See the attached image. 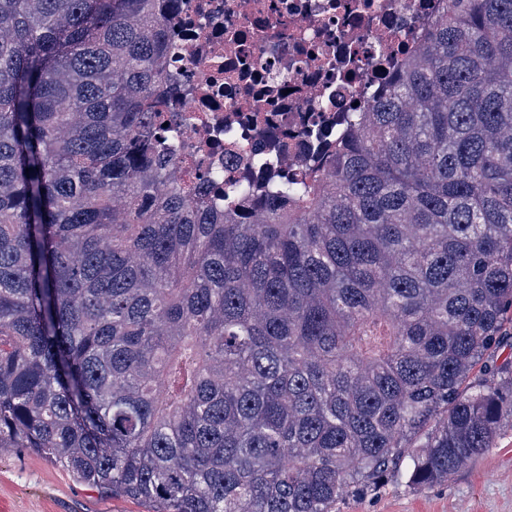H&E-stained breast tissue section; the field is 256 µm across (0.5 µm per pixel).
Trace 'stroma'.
<instances>
[{
	"label": "stroma",
	"mask_w": 512,
	"mask_h": 512,
	"mask_svg": "<svg viewBox=\"0 0 512 512\" xmlns=\"http://www.w3.org/2000/svg\"><path fill=\"white\" fill-rule=\"evenodd\" d=\"M0 501L11 512H149L22 449L0 453ZM336 512H512V425L503 424L494 447L447 481L416 487L402 473L341 498Z\"/></svg>",
	"instance_id": "1"
}]
</instances>
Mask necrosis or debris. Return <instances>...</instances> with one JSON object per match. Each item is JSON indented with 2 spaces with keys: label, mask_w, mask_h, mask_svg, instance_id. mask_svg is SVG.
<instances>
[{
  "label": "necrosis or debris",
  "mask_w": 512,
  "mask_h": 512,
  "mask_svg": "<svg viewBox=\"0 0 512 512\" xmlns=\"http://www.w3.org/2000/svg\"><path fill=\"white\" fill-rule=\"evenodd\" d=\"M442 0H181L172 15L164 145L192 198L304 166L319 133L366 111Z\"/></svg>",
  "instance_id": "necrosis-or-debris-1"
}]
</instances>
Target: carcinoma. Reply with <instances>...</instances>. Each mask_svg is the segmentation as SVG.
<instances>
[{
  "label": "carcinoma",
  "instance_id": "carcinoma-1",
  "mask_svg": "<svg viewBox=\"0 0 512 512\" xmlns=\"http://www.w3.org/2000/svg\"><path fill=\"white\" fill-rule=\"evenodd\" d=\"M169 0H0V450L153 512H333L512 418V0H444L321 166L194 207Z\"/></svg>",
  "mask_w": 512,
  "mask_h": 512
}]
</instances>
